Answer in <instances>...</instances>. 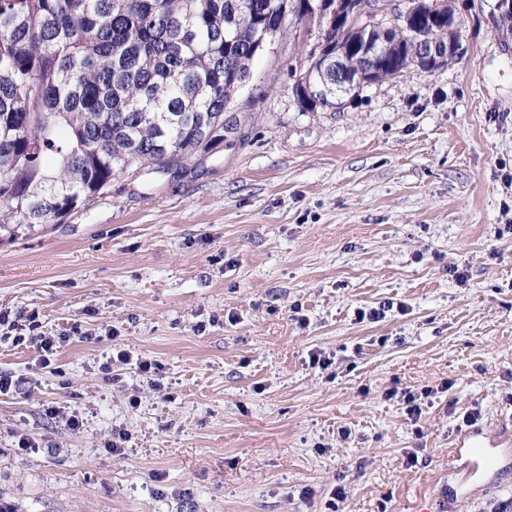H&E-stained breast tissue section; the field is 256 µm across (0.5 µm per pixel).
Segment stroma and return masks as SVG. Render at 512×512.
I'll return each mask as SVG.
<instances>
[{"instance_id": "stroma-1", "label": "stroma", "mask_w": 512, "mask_h": 512, "mask_svg": "<svg viewBox=\"0 0 512 512\" xmlns=\"http://www.w3.org/2000/svg\"><path fill=\"white\" fill-rule=\"evenodd\" d=\"M495 2L451 0L449 65L313 111L295 86L319 30L287 17L233 141L0 245V507L329 512L341 487L339 512H512V453L472 474L456 452L470 431L512 439V34Z\"/></svg>"}]
</instances>
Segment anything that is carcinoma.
I'll return each instance as SVG.
<instances>
[{"label": "carcinoma", "mask_w": 512, "mask_h": 512, "mask_svg": "<svg viewBox=\"0 0 512 512\" xmlns=\"http://www.w3.org/2000/svg\"><path fill=\"white\" fill-rule=\"evenodd\" d=\"M277 0H0V244L60 222L125 174L184 172L240 130L229 105L272 40ZM385 38L322 22V52L348 70L381 44L371 82L414 66L419 37L446 42L454 10L436 0Z\"/></svg>", "instance_id": "1"}]
</instances>
